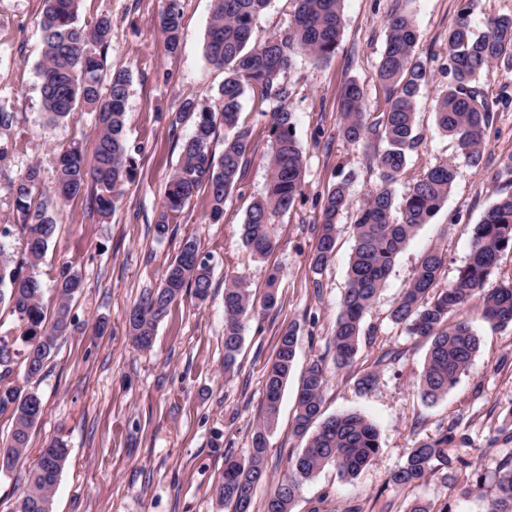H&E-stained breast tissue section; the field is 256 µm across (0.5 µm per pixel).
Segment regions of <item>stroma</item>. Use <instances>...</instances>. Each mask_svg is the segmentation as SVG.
<instances>
[{"label": "stroma", "instance_id": "stroma-1", "mask_svg": "<svg viewBox=\"0 0 512 512\" xmlns=\"http://www.w3.org/2000/svg\"><path fill=\"white\" fill-rule=\"evenodd\" d=\"M166 0H81V23L99 14L112 18L106 51L109 66L131 72L125 138L135 161V176L109 222H102L85 197L55 205L57 228L36 272L43 301L54 309L56 284L64 267L77 270L83 290L70 303L72 324L58 339L40 376L27 378L20 322L8 303H0V339L17 354L13 378L36 389L45 406L30 433L26 456L9 473H0V512H12L29 469L41 448L62 440L69 457L59 478L53 512H232L219 504L213 489L224 471V455L247 457L264 408V371L287 328L298 336L294 370L283 391L278 418L268 437L265 479L253 496L252 512H263L268 494L286 472L287 460L304 447L293 432L299 379L310 363L327 368L325 416L357 412L378 432L379 451L351 479L325 466L305 482L292 512H404L415 498L450 512H486L498 463L512 456V441L499 429L512 411V329H494L482 303L464 311L479 338L466 375L436 403H424L417 390L429 344L394 324L390 312L413 278L430 246L442 245L451 282L470 255L473 224L501 196L512 192V176L501 174L499 160L512 154V66L499 64L480 80L498 106L487 134L482 167L467 165L455 140L437 130L438 95L451 80L444 53L448 30L468 14L475 32H485L494 17L512 13V0H343V29L334 55L314 62L295 56L281 79L291 94L295 137L304 156V180L292 208L277 217V245L256 260L242 240L248 208L264 193L273 136L276 101L256 89L241 99L240 120L250 130L242 180L230 191L224 218L209 219V195L200 190L165 234L156 221L165 185L181 160V146L193 131V117H179L184 101L215 102L223 69L210 65L203 45L212 0H180L181 46L168 52L158 21ZM44 0H0V105L14 112L17 124L0 138L7 155L0 160V224L15 221L10 182L32 163H40L42 187L50 189L53 153L83 141L93 146L94 122L78 111L59 121L42 108L39 65ZM297 9L296 0H270L255 28L264 42L284 36ZM411 16L417 26L414 54L427 61L431 83L416 99L421 140L410 152L396 197L439 162L452 160L458 174L440 210L422 225L397 254L383 290L364 318L367 332L356 362L336 368L330 338L346 288L354 246L355 209L379 180L362 144L344 139L338 129L341 93L356 81L365 92L364 110L378 119L388 109L377 78L385 47L387 18ZM346 183L353 207L337 219L336 251L322 272L310 259L318 242L322 198ZM197 238L200 254L212 269L206 300L184 294L159 323L151 348L138 349L129 334L130 310L157 288L181 241ZM282 272L279 306L256 311L245 322L242 349L232 375L224 373V281L246 277L254 296H262L264 271ZM104 333H97V325ZM377 370L368 391L357 381ZM466 434L467 450L484 476L480 491L460 497L443 474L403 491L388 484L402 466L414 440L449 427Z\"/></svg>", "mask_w": 512, "mask_h": 512}]
</instances>
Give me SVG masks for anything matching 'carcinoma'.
Returning <instances> with one entry per match:
<instances>
[{"instance_id": "carcinoma-1", "label": "carcinoma", "mask_w": 512, "mask_h": 512, "mask_svg": "<svg viewBox=\"0 0 512 512\" xmlns=\"http://www.w3.org/2000/svg\"><path fill=\"white\" fill-rule=\"evenodd\" d=\"M342 0H297L294 22L282 38L263 43L252 41L257 22L269 0H212V13L204 45L209 64L224 69L216 110L199 112L194 130L183 145L181 162L166 185L156 230L164 234L203 187L210 198V219L224 217L228 193L242 176L249 148V130L239 124L241 99L248 87L280 103L272 113V150L266 191L246 212L243 242L255 258L264 259L276 245L275 218L294 204L303 178V155L294 135L293 114L285 102L288 85L280 76L291 67L293 57L304 54L322 62L333 54L342 28ZM79 0H44L42 19L43 60L40 64L42 102L50 119L68 117L77 108L93 114L95 144L92 162L81 147L73 145L56 160L52 195L69 200L84 195L102 217L112 215L125 184L135 175V161L125 140L126 106L130 87L128 68L109 70L108 93L102 94L105 51L112 32L111 18L102 14L81 25ZM179 0H167L159 16L168 51L176 52L181 40ZM387 39L377 76L388 91L389 109L376 121H368L363 110L364 91L348 82L342 93L340 131L353 143H361L379 171V182L370 190L352 225L355 245L348 267L347 288L336 317L330 347L336 367L354 364L362 336L363 319L378 297L403 246L428 223L447 200L457 178V165L443 161L429 168L410 187L400 205L401 218L393 216L394 186L403 175L408 152L421 139L417 132L415 101L431 82L425 62L414 55L417 29L413 18L392 14L386 21ZM452 81L439 96L437 128L456 140L464 160L472 167L482 163L486 131L492 107L482 90L480 77L502 59L512 61V15L493 18L481 35L474 33L468 16L462 14L448 30L445 42ZM224 124V149L220 156L210 150L217 122ZM17 222L0 226V239L23 234L27 265L35 268L44 257L56 226L51 202L42 199L41 166L32 164L11 181ZM351 206L347 185H334L324 196L322 223L311 266L317 273L332 260L336 248V219ZM512 251V193L499 197L471 230L469 261L455 279L439 287L447 259L435 245L421 257L416 273L391 311V320L412 336L430 340L417 388L423 399L434 402L445 396L472 364L479 339L464 317L466 305L482 299L483 315L495 329L512 327V281L495 288L484 285L501 255ZM197 239L182 240L168 264L159 288L148 292L128 319L129 332L141 349L151 347L159 321L187 290L203 301L211 288L210 265L200 259ZM280 273L266 275L265 291L255 301L249 282L234 276L224 286V373H233L243 341L244 320L256 307L272 310L279 303ZM84 288L78 272L62 273L57 284L58 302L47 317L42 286L34 275H22L0 243V302L6 300L23 327L26 343L27 377L42 371L57 339L69 329L68 302ZM297 346L296 329H285L277 350L265 370L263 425L255 431L248 459L224 454V473L214 494L233 512H250L256 486L264 479L267 433L274 426L282 390L291 373ZM15 353L0 343V416L13 422L8 442L0 447V473H7L28 448L30 432L43 416L44 405L33 390L23 389L12 379ZM326 369L313 362L301 378L297 395L294 433L307 438L300 453L288 458L287 473L265 501V512H292L303 483L333 464L345 478L355 477L369 465L379 448L373 424L357 413H343L318 422L325 389ZM466 438L454 430L414 441L403 466L394 471L388 484L394 489L418 486L429 476L446 471L466 473L457 491L462 496L482 488L483 476L471 470L462 451ZM69 449L62 441L40 450L29 471L27 483L12 512H52V493L68 460ZM487 512H512V456L503 460L495 473V493Z\"/></svg>"}]
</instances>
